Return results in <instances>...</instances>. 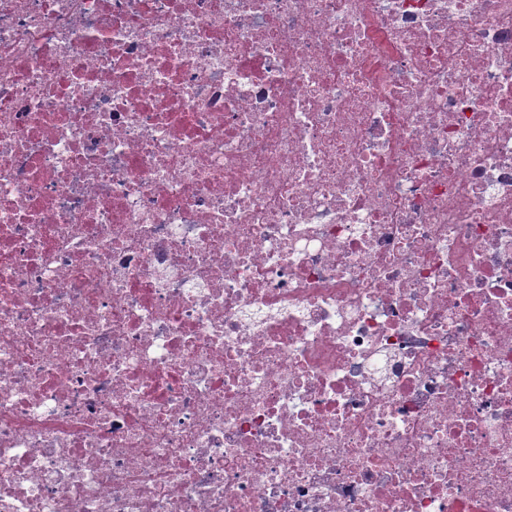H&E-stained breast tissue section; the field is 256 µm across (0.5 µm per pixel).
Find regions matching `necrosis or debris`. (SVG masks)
Here are the masks:
<instances>
[{
  "mask_svg": "<svg viewBox=\"0 0 512 512\" xmlns=\"http://www.w3.org/2000/svg\"><path fill=\"white\" fill-rule=\"evenodd\" d=\"M0 512H512V0H0Z\"/></svg>",
  "mask_w": 512,
  "mask_h": 512,
  "instance_id": "obj_1",
  "label": "necrosis or debris"
}]
</instances>
